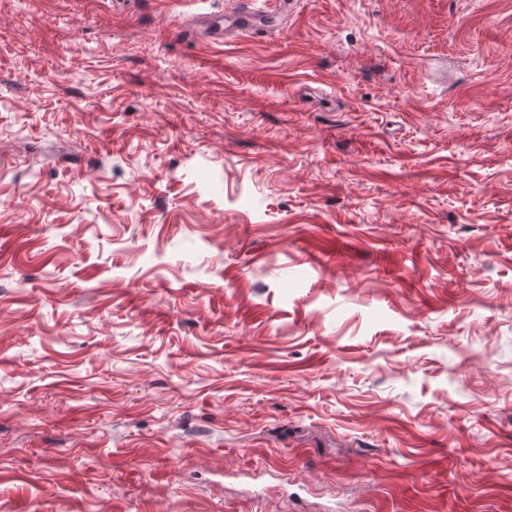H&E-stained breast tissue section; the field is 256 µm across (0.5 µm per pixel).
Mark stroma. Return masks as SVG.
Segmentation results:
<instances>
[{"mask_svg":"<svg viewBox=\"0 0 512 512\" xmlns=\"http://www.w3.org/2000/svg\"><path fill=\"white\" fill-rule=\"evenodd\" d=\"M290 2L0 0V512H512V0ZM261 16L251 12L247 13L241 10L225 12L224 30L225 31H252L261 26L264 22Z\"/></svg>","mask_w":512,"mask_h":512,"instance_id":"obj_1","label":"stroma"}]
</instances>
